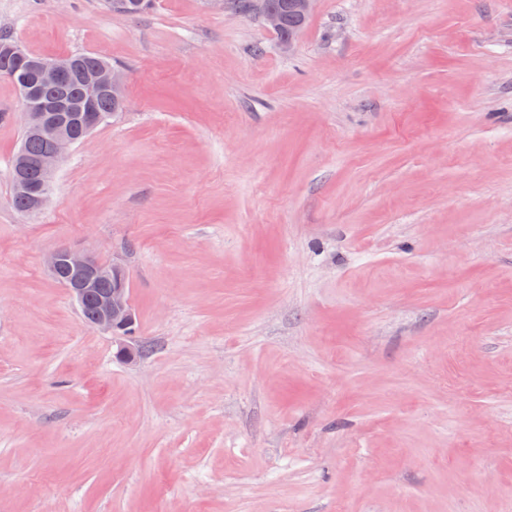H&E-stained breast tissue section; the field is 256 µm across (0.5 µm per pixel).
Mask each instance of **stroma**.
Wrapping results in <instances>:
<instances>
[{
	"mask_svg": "<svg viewBox=\"0 0 512 512\" xmlns=\"http://www.w3.org/2000/svg\"><path fill=\"white\" fill-rule=\"evenodd\" d=\"M125 102L11 203L0 512H512V0H0ZM123 259L137 362L45 266ZM290 0H268V5L281 11L285 16V23L278 36L281 41H288V48L292 46L297 32L293 33L290 37L288 35L295 31H301L307 23L308 17L299 15L297 12L289 9L288 2ZM261 13L266 26L274 31H279L282 26V16L276 10L270 9L265 6V0H260ZM297 33V34H296Z\"/></svg>",
	"mask_w": 512,
	"mask_h": 512,
	"instance_id": "obj_1",
	"label": "stroma"
}]
</instances>
